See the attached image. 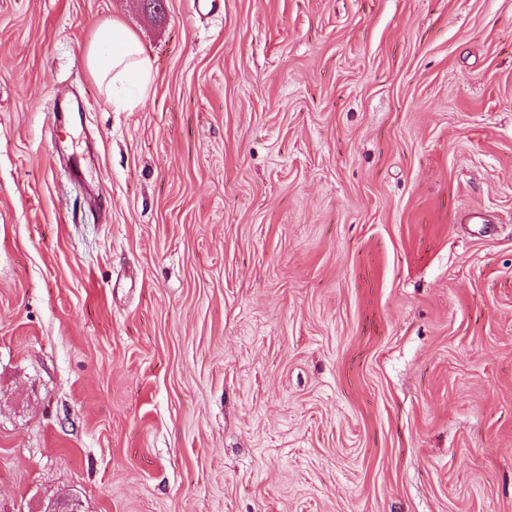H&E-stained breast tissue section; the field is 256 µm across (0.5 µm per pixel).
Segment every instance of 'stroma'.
<instances>
[{
    "label": "stroma",
    "instance_id": "stroma-1",
    "mask_svg": "<svg viewBox=\"0 0 512 512\" xmlns=\"http://www.w3.org/2000/svg\"><path fill=\"white\" fill-rule=\"evenodd\" d=\"M69 499L512 512V0H0V512ZM87 61L99 87L118 107L130 102L121 95L129 80H135L142 90L153 81L150 62L142 57L138 43L128 28L117 20L99 25L87 48Z\"/></svg>",
    "mask_w": 512,
    "mask_h": 512
}]
</instances>
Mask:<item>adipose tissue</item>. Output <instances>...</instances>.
I'll return each instance as SVG.
<instances>
[{
	"label": "adipose tissue",
	"mask_w": 512,
	"mask_h": 512,
	"mask_svg": "<svg viewBox=\"0 0 512 512\" xmlns=\"http://www.w3.org/2000/svg\"><path fill=\"white\" fill-rule=\"evenodd\" d=\"M87 61L99 87L116 106H127L121 90L133 80L141 89H148L153 81L150 62L142 57L138 43L128 28L112 20L99 25L87 48Z\"/></svg>",
	"instance_id": "1"
}]
</instances>
